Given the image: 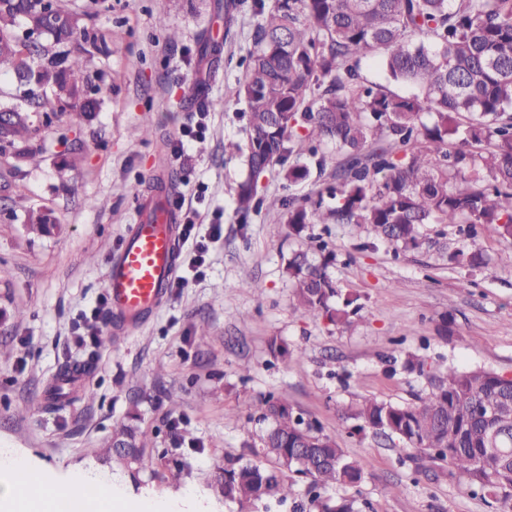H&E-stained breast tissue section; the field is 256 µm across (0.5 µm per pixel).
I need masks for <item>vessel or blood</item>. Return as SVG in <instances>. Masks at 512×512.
<instances>
[{"mask_svg":"<svg viewBox=\"0 0 512 512\" xmlns=\"http://www.w3.org/2000/svg\"><path fill=\"white\" fill-rule=\"evenodd\" d=\"M175 188L155 176L138 195L140 216L129 225L105 277L104 291L114 318L128 329L164 301L173 282L180 241Z\"/></svg>","mask_w":512,"mask_h":512,"instance_id":"b4317fda","label":"vessel or blood"}]
</instances>
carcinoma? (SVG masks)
Returning <instances> with one entry per match:
<instances>
[{
  "instance_id": "1",
  "label": "carcinoma",
  "mask_w": 512,
  "mask_h": 512,
  "mask_svg": "<svg viewBox=\"0 0 512 512\" xmlns=\"http://www.w3.org/2000/svg\"><path fill=\"white\" fill-rule=\"evenodd\" d=\"M40 0H0V72L24 89L37 76L44 94L25 92L0 109L15 120L0 128V155L12 148L29 152L39 132L31 113L70 95L64 74L98 87L85 74L86 61L107 49L106 36L87 25L59 33L56 45L32 46L16 29L20 14L38 13ZM261 16L247 73L237 96L246 104L249 178L239 184L236 209L242 216L262 204L258 179L274 165H285L288 142L297 133L308 142V161L288 167L291 183L334 166L336 184L328 195L336 206L309 209L290 198L288 224L299 235L309 224H367L374 239L406 249H446L428 239L427 224L490 226L512 238V0H277ZM374 56L388 79L416 89L401 95L369 84L362 62ZM434 114L424 123L421 115ZM465 126L457 143L448 136ZM334 145L332 156L319 145ZM472 167L475 179L448 181V171ZM28 232H50L40 212L26 216ZM476 269L485 264L478 249L452 256ZM304 251L288 259L296 311L341 323L344 309L330 305L338 291L326 272ZM258 436L259 453L276 469L230 460L217 478L224 504L280 502L295 494L288 475L310 479L308 512H363L356 500L339 501L321 490L364 481L359 461L337 438L294 414L279 398L265 400ZM354 431H371L398 440L408 459L448 463L470 491L490 498L501 512H512V377L483 368H450L435 378L432 391L416 401L394 404L365 398L350 407ZM147 432L124 423L112 433L113 456L138 463L149 447Z\"/></svg>"
}]
</instances>
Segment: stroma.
<instances>
[{"instance_id": "35a3bbf8", "label": "stroma", "mask_w": 512, "mask_h": 512, "mask_svg": "<svg viewBox=\"0 0 512 512\" xmlns=\"http://www.w3.org/2000/svg\"><path fill=\"white\" fill-rule=\"evenodd\" d=\"M61 2L92 13L112 41L86 65L100 87L96 110L57 113L30 157H0L15 182L0 184V448L59 476L97 469L125 503L150 501L159 512H255L225 506L213 483L229 458L262 463L248 449L274 395L359 460L364 481L331 497L355 498L369 512H499L447 465L417 474L402 465L398 441L351 434L346 412L366 397L412 402L450 366L512 376V239L480 228L473 244L487 264L471 274L434 249L371 246L366 225L310 224L296 237L287 209L271 200L317 196L331 178L293 184L279 167L258 182L260 208L241 217L234 197L248 175L247 118L237 88L259 21L253 7L228 22L216 0H111L108 12L93 0ZM171 29L181 34L174 44ZM193 84L208 88L206 129L179 158L172 141L194 119L184 102ZM144 127L149 136L138 138ZM163 164L198 209L200 235L217 223L223 234L208 244L203 276L190 264L192 247L182 248L185 286L171 288L140 330L116 337L104 323L91 337L108 265L137 219L135 197ZM32 208L54 217L49 234L28 233ZM323 242L336 256L329 275L361 307L346 325L293 307L286 263L298 249L320 263ZM274 338L288 360L270 354ZM410 354L427 360L426 374L404 370ZM82 364L90 371L77 383L79 401L54 404L51 381ZM133 414L152 443L130 470L106 449ZM170 449L182 465L176 479L162 457Z\"/></svg>"}]
</instances>
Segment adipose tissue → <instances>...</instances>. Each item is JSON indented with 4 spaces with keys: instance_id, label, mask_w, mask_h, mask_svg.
I'll use <instances>...</instances> for the list:
<instances>
[{
    "instance_id": "obj_1",
    "label": "adipose tissue",
    "mask_w": 512,
    "mask_h": 512,
    "mask_svg": "<svg viewBox=\"0 0 512 512\" xmlns=\"http://www.w3.org/2000/svg\"><path fill=\"white\" fill-rule=\"evenodd\" d=\"M111 479L88 470L50 482L11 448H0V512H112L120 502Z\"/></svg>"
}]
</instances>
